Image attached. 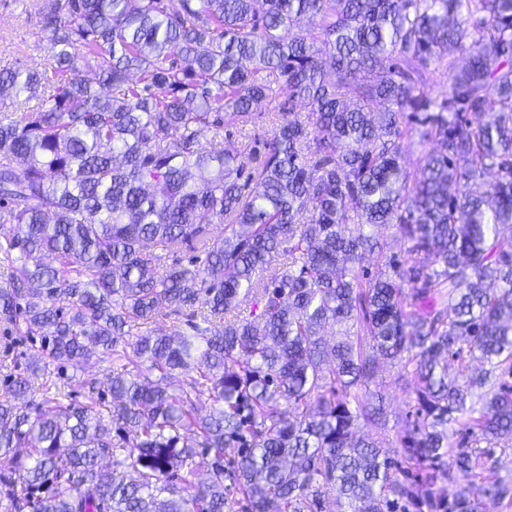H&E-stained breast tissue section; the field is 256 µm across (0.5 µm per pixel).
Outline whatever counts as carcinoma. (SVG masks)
<instances>
[{"label":"carcinoma","mask_w":512,"mask_h":512,"mask_svg":"<svg viewBox=\"0 0 512 512\" xmlns=\"http://www.w3.org/2000/svg\"><path fill=\"white\" fill-rule=\"evenodd\" d=\"M40 23L52 62L0 71L1 103L40 99L0 113V321L23 320L47 357L6 374L0 500L477 512L489 491L457 477L512 439V0H55ZM450 48L432 99L423 76ZM276 86L278 111L310 115L274 124L246 174L210 144L224 111L246 127ZM419 113L418 143L439 148L414 176L401 159ZM386 224L406 259L368 279ZM183 248L203 262L167 263ZM169 311L189 331H140ZM99 347L117 367L86 401L49 379L51 410L16 404L38 371L62 380ZM385 361L415 395L393 450L357 432L382 426L363 387ZM440 476L448 498L420 499Z\"/></svg>","instance_id":"obj_1"}]
</instances>
